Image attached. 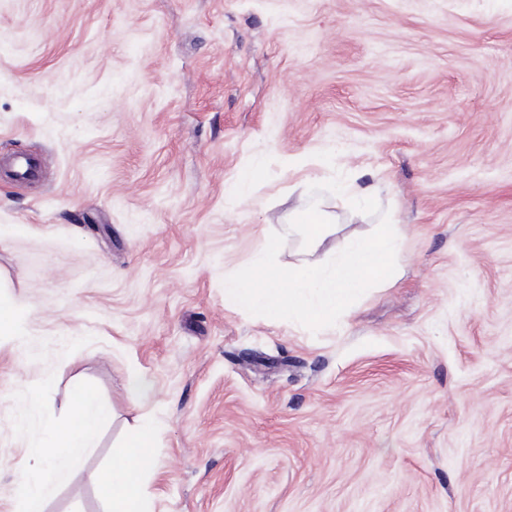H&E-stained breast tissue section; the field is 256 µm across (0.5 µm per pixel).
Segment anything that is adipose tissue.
<instances>
[{"mask_svg":"<svg viewBox=\"0 0 512 512\" xmlns=\"http://www.w3.org/2000/svg\"><path fill=\"white\" fill-rule=\"evenodd\" d=\"M106 412L95 392L81 387L68 416L43 421L28 433L32 465L21 487L19 512H42L43 504L68 483L91 448H94ZM154 441L151 424H143L113 457L99 478L110 512H149L150 493L143 474L150 464Z\"/></svg>","mask_w":512,"mask_h":512,"instance_id":"1","label":"adipose tissue"}]
</instances>
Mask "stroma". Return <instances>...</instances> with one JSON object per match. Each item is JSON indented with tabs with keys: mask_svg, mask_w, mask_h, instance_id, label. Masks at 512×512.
Listing matches in <instances>:
<instances>
[{
	"mask_svg": "<svg viewBox=\"0 0 512 512\" xmlns=\"http://www.w3.org/2000/svg\"><path fill=\"white\" fill-rule=\"evenodd\" d=\"M11 154L0 512L80 383L111 417L43 512H109L141 419L152 512H512V0H0ZM337 173L401 225L396 277L315 333L226 304L271 234L287 267L374 231L311 194Z\"/></svg>",
	"mask_w": 512,
	"mask_h": 512,
	"instance_id": "1",
	"label": "stroma"
}]
</instances>
